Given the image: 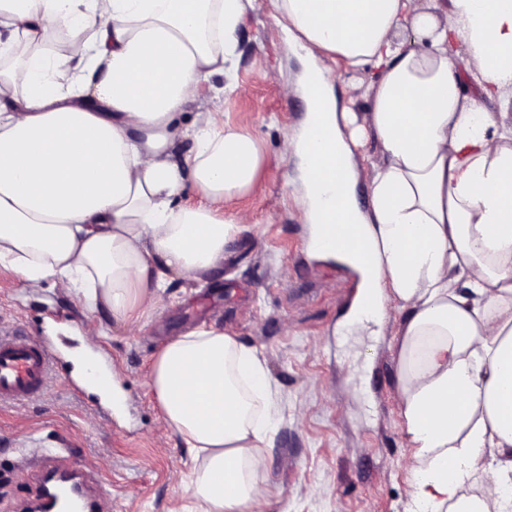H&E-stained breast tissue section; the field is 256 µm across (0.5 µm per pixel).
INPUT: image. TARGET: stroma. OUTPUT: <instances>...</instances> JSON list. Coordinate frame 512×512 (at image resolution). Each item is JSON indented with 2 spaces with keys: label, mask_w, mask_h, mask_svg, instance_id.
<instances>
[{
  "label": "stroma",
  "mask_w": 512,
  "mask_h": 512,
  "mask_svg": "<svg viewBox=\"0 0 512 512\" xmlns=\"http://www.w3.org/2000/svg\"><path fill=\"white\" fill-rule=\"evenodd\" d=\"M272 26L263 7L251 12L239 34L241 91L224 101L225 121L255 135L268 162L249 193L215 208L249 213L253 226L206 281L174 282L158 312L119 324L104 311L89 316L53 279L27 282L0 265V322L44 324L60 353L44 395L0 405V512H22L35 493L27 449L61 439L111 490L96 512H186L194 499L181 475L193 462L166 429L149 374L167 341L202 327L258 349L276 391L281 419L265 451L269 497L259 512H409L410 446L389 348L401 315L341 330L357 279L306 254L298 160L284 151L306 114L292 91L302 53L270 38ZM92 323L102 334L91 340ZM88 342L115 373L118 399L71 392Z\"/></svg>",
  "instance_id": "1"
}]
</instances>
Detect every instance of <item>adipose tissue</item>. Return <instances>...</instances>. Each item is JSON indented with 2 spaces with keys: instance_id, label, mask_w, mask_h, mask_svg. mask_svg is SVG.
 <instances>
[{
  "instance_id": "ef3b65f1",
  "label": "adipose tissue",
  "mask_w": 512,
  "mask_h": 512,
  "mask_svg": "<svg viewBox=\"0 0 512 512\" xmlns=\"http://www.w3.org/2000/svg\"><path fill=\"white\" fill-rule=\"evenodd\" d=\"M297 41L308 118L304 219L339 236L326 257L377 299L348 326L402 320L397 396L412 448V512H512V0H268ZM254 0H0V265L54 278L117 322L154 311L174 280L211 275L250 218L211 209L251 190L266 156L218 109L239 89V32ZM378 80L361 115L339 109L329 62ZM473 93H465V83ZM380 147L364 155V135ZM193 148L177 158L174 147ZM363 156L370 211L352 196ZM193 184L202 203L180 202ZM169 429L201 455V512H255L275 430L258 352L194 330L153 360Z\"/></svg>"
}]
</instances>
